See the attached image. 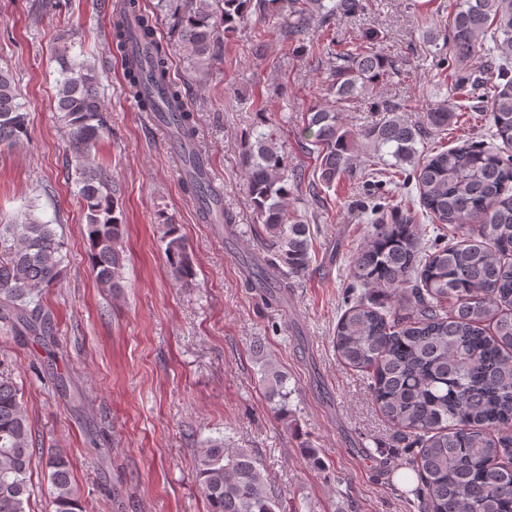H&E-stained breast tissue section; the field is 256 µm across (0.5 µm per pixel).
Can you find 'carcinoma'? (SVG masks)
<instances>
[{"instance_id":"carcinoma-1","label":"carcinoma","mask_w":512,"mask_h":512,"mask_svg":"<svg viewBox=\"0 0 512 512\" xmlns=\"http://www.w3.org/2000/svg\"><path fill=\"white\" fill-rule=\"evenodd\" d=\"M253 3L273 28L298 39L315 20L324 24L364 7L362 0H189L186 8H174L173 28L193 71H206L220 34L233 32ZM129 15L137 21L143 49L136 56L126 26ZM429 40L443 42L458 66L485 60L484 80L492 84L485 113L490 137L512 147V0H452L449 22L434 27ZM112 41L127 90L141 109H159L151 81L164 85L171 99L183 97L169 79V47L158 40L155 21L139 0H122L112 14ZM58 55L55 97L78 172L91 268L101 287L117 291L127 260L125 224L108 173L89 162L106 130L96 92L99 75L90 62L68 57L66 46ZM390 73H397L396 64L381 52L366 45L346 47L335 52L330 89L338 102L362 98L375 93ZM379 108L385 116L357 134L330 109L307 113V129L314 135L307 153L315 156L321 184L329 188L352 173L358 139L380 153L388 149L396 167L412 163L424 131L446 130L452 115L446 100L425 112L421 123L405 120L400 107L389 102ZM169 122L186 166L183 185L199 202L200 215L235 224L206 176L193 113L171 112ZM26 132L16 87L0 70V144L12 146ZM243 163L258 235L270 251L254 275L274 301L287 287L284 270L299 273L312 261L310 225L290 219L284 208L288 182H300L303 173L288 171L271 131L245 143ZM414 178L420 206L438 225L433 242L417 234L408 216L371 224L352 255L350 274L361 287L397 299L398 306L387 311L369 296L358 298L337 321L336 354L366 374L382 414L407 432L415 447L409 465L421 481L424 512H512V157L496 147L456 146L415 164ZM445 226L460 231L462 239L444 241ZM164 253L171 276L195 277L189 246L172 223ZM61 265L62 246L52 225L27 213L13 224H0V325L14 336L53 342V318L40 296L59 280ZM256 362L274 411L287 416L288 377L261 355ZM30 436L18 389L1 373L0 512H26ZM44 465L54 512H84L67 455L51 452ZM196 474L209 512L279 508L257 458L224 447L222 439H210L198 450Z\"/></svg>"}]
</instances>
